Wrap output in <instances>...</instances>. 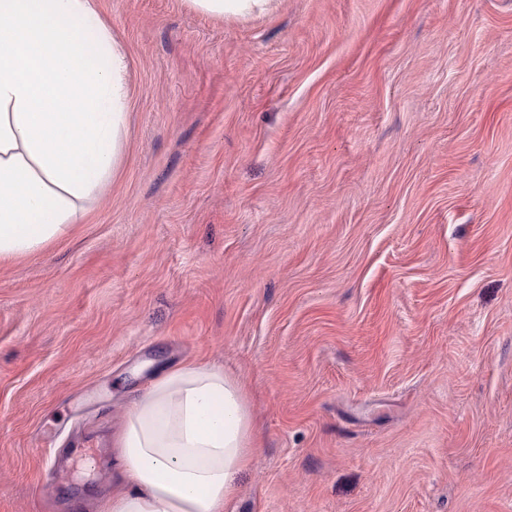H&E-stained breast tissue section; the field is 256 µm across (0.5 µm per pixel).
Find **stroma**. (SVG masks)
Returning <instances> with one entry per match:
<instances>
[{"label":"stroma","mask_w":512,"mask_h":512,"mask_svg":"<svg viewBox=\"0 0 512 512\" xmlns=\"http://www.w3.org/2000/svg\"><path fill=\"white\" fill-rule=\"evenodd\" d=\"M123 166L0 261V512H102L163 370L233 369L224 512H512V0H101ZM84 442L85 493L47 457ZM191 9L216 18L249 17L265 13L272 0H187Z\"/></svg>","instance_id":"35a3bbf8"}]
</instances>
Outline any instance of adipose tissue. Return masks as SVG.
<instances>
[{"label": "adipose tissue", "instance_id": "1", "mask_svg": "<svg viewBox=\"0 0 512 512\" xmlns=\"http://www.w3.org/2000/svg\"><path fill=\"white\" fill-rule=\"evenodd\" d=\"M216 18L271 0H187ZM130 64L99 0H0V260L84 223L123 162ZM108 512H224L256 454L246 391L216 365L155 377L116 440Z\"/></svg>", "mask_w": 512, "mask_h": 512}]
</instances>
